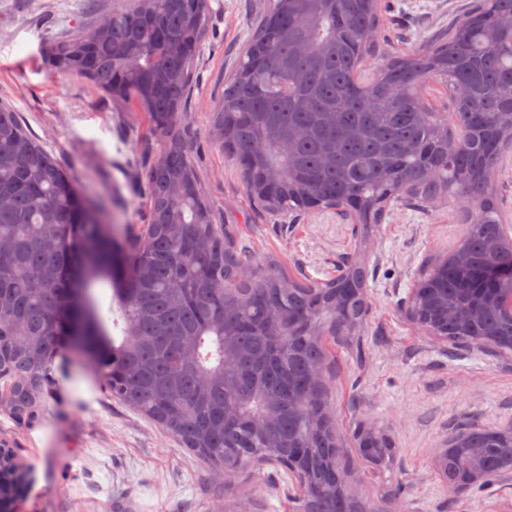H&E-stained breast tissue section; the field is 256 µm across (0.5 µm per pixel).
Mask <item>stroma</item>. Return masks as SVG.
<instances>
[{
  "label": "stroma",
  "mask_w": 512,
  "mask_h": 512,
  "mask_svg": "<svg viewBox=\"0 0 512 512\" xmlns=\"http://www.w3.org/2000/svg\"><path fill=\"white\" fill-rule=\"evenodd\" d=\"M129 0H0V104L91 191H114L108 217L117 230L147 223L148 157L158 142L145 113L113 106L76 75L51 71L42 46L89 30ZM469 0H383L381 53L424 47ZM205 39L196 59L184 116V140L203 191L222 224L236 225L257 262L273 260L313 280L334 276L344 258L369 261L371 312L363 362L337 351L331 378L336 425L362 423L387 431L397 446L393 470L365 473L373 500L392 484L401 495L386 512H512V472L491 489L455 494L431 464L449 432L463 424L512 425V356L457 352L428 335L405 312L409 291L428 260L459 243L463 225L434 200L391 210L374 237L358 242L335 211L317 209L297 223L256 211L235 165L210 142L212 113L264 0H210ZM0 437L15 446L30 472L19 512H113L124 499L133 512H290L289 492L274 468L222 495L212 474L169 433L112 401L70 358L44 417L19 424L0 415Z\"/></svg>",
  "instance_id": "35a3bbf8"
}]
</instances>
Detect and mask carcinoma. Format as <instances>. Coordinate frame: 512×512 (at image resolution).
Here are the masks:
<instances>
[{
	"label": "carcinoma",
	"mask_w": 512,
	"mask_h": 512,
	"mask_svg": "<svg viewBox=\"0 0 512 512\" xmlns=\"http://www.w3.org/2000/svg\"><path fill=\"white\" fill-rule=\"evenodd\" d=\"M209 0H133L87 32L43 46L45 63L117 103L149 113L159 134L147 172L148 223L106 224L112 198L92 194L0 106V412L32 423L47 408L55 361L82 354L112 400L236 481L271 466L293 483L292 512H378L354 490L356 464L392 467L386 432L336 427L328 378L340 347L360 358L369 265L354 254L336 277L290 276L252 264L235 225L218 224L174 132L204 37ZM512 0H473L448 36L397 50L372 73L380 0H266L224 81L211 139L239 170L256 210L300 216L335 209L355 235L391 204L441 198L465 233L436 258L406 301L413 321L457 349L512 352V228L493 178L512 150ZM444 83L452 111L425 104ZM508 275L483 285L468 271ZM108 284L122 324L116 341L92 295ZM454 491L485 489L512 469V427L468 426L433 460ZM28 485L0 439V512Z\"/></svg>",
	"instance_id": "obj_1"
}]
</instances>
